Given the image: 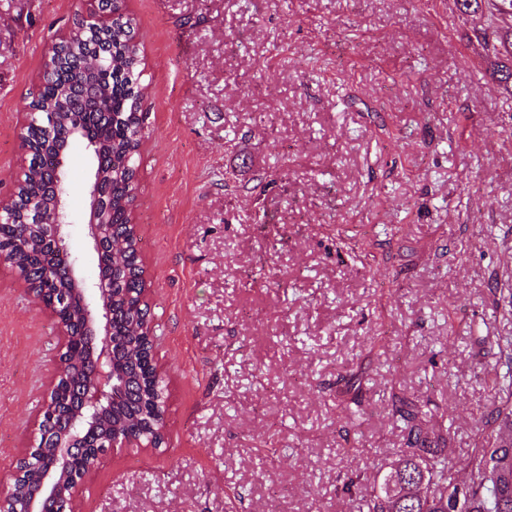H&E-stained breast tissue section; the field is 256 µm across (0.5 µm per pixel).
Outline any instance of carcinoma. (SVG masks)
<instances>
[{
  "instance_id": "1",
  "label": "carcinoma",
  "mask_w": 512,
  "mask_h": 512,
  "mask_svg": "<svg viewBox=\"0 0 512 512\" xmlns=\"http://www.w3.org/2000/svg\"><path fill=\"white\" fill-rule=\"evenodd\" d=\"M455 5L464 15L491 7L512 17V0H455ZM98 7L112 21H76L70 37L55 44L45 63L44 81L30 103L34 116L23 136L28 164L16 184L9 221L0 223L3 261L17 269L36 297L58 308L60 321L77 342L87 344L84 306L66 274L67 255L48 241L44 225L32 220L35 211L54 210V172L72 132L78 131V139L91 146L96 166L98 278L105 283L112 311L114 362L126 382L85 438L86 448L110 443L118 429L152 431L156 399L165 390L148 362L150 343L142 334L149 323L146 284L139 239L130 228L147 120L142 109L140 50L133 19L124 14L121 0H99ZM499 46L497 53L504 60L493 77L512 94V30L500 37ZM498 346L502 378L512 386V338ZM87 368L86 361L74 355L60 358L57 386L48 405L50 417L43 420L40 437L56 436L67 426L79 407L77 392ZM393 415L403 424L408 447L377 472L367 494H361L359 478L347 479L344 490L355 498L359 512H512V447L503 450L500 436L504 430L512 431L511 400L487 414L481 441L459 464L447 449L427 446L430 427L415 400L398 398ZM42 461L39 454L18 460L17 503L37 482ZM458 466L467 469L469 477L456 509L453 472Z\"/></svg>"
}]
</instances>
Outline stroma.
I'll use <instances>...</instances> for the list:
<instances>
[{
  "label": "stroma",
  "mask_w": 512,
  "mask_h": 512,
  "mask_svg": "<svg viewBox=\"0 0 512 512\" xmlns=\"http://www.w3.org/2000/svg\"><path fill=\"white\" fill-rule=\"evenodd\" d=\"M148 111L132 217L167 383L166 444L108 451L77 512H357L413 395L454 461L512 336L511 21L453 0H123ZM79 0H0V200L21 115ZM66 243L95 280L91 153ZM61 329L0 262V473L39 438ZM499 46L494 49L498 54H501L505 61H501L497 64L496 70L493 72V77L500 87L506 92L512 94V30L506 31L500 37Z\"/></svg>",
  "instance_id": "35a3bbf8"
}]
</instances>
